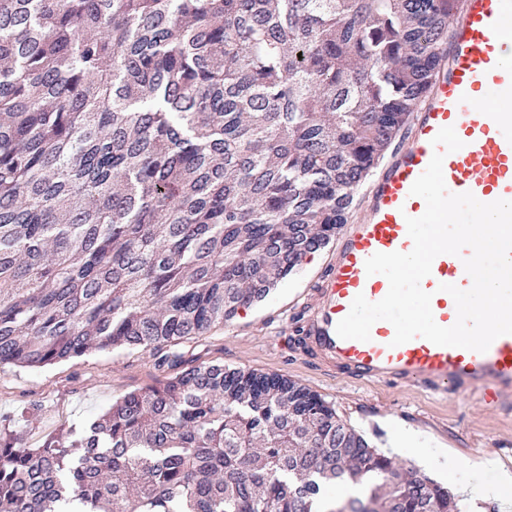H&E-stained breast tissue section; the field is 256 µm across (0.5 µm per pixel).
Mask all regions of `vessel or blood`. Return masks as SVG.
Masks as SVG:
<instances>
[{
  "instance_id": "b4317fda",
  "label": "vessel or blood",
  "mask_w": 512,
  "mask_h": 512,
  "mask_svg": "<svg viewBox=\"0 0 512 512\" xmlns=\"http://www.w3.org/2000/svg\"><path fill=\"white\" fill-rule=\"evenodd\" d=\"M510 14L512 0H461L451 38L438 48L441 64L410 114L403 143L362 189L368 202L364 212L340 226L336 261L304 326L307 355L324 370L356 382L382 380L446 394L476 393L487 405L512 412V334L498 337L479 353L422 337L393 345L395 330L385 320L373 324L366 341L343 339L336 332L357 295L377 302L389 290L385 276L367 274L366 260L412 249L406 220L421 216L426 204L410 189L435 153L432 141L441 128L453 127L463 143L443 161L448 191L469 192L484 203L512 201V57L500 28ZM485 104L495 105L492 116L480 113ZM471 254L466 247L457 256H437L421 282L432 295V313L440 326L457 320L455 302L441 287H471L463 263Z\"/></svg>"
}]
</instances>
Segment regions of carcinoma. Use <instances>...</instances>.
<instances>
[{
	"label": "carcinoma",
	"mask_w": 512,
	"mask_h": 512,
	"mask_svg": "<svg viewBox=\"0 0 512 512\" xmlns=\"http://www.w3.org/2000/svg\"><path fill=\"white\" fill-rule=\"evenodd\" d=\"M457 0H0V365L176 374L17 448L0 512H458L319 394L184 368L346 222Z\"/></svg>",
	"instance_id": "1"
}]
</instances>
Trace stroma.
I'll return each mask as SVG.
<instances>
[{
    "instance_id": "obj_1",
    "label": "stroma",
    "mask_w": 512,
    "mask_h": 512,
    "mask_svg": "<svg viewBox=\"0 0 512 512\" xmlns=\"http://www.w3.org/2000/svg\"><path fill=\"white\" fill-rule=\"evenodd\" d=\"M335 256L331 243L305 258L298 271L250 311L184 343L187 359L287 376L332 403L342 419L386 455L394 453L389 430L398 424L421 431L438 455L463 462L493 455L497 463L482 470L483 482H496L500 470L512 471V415L489 409L479 395L459 399L417 386L356 384L340 375L325 376L301 360L296 329L306 320L309 296ZM167 376L141 349L101 351L40 369L3 366L0 419H9L17 447L36 448L48 436L83 427L124 395Z\"/></svg>"
}]
</instances>
